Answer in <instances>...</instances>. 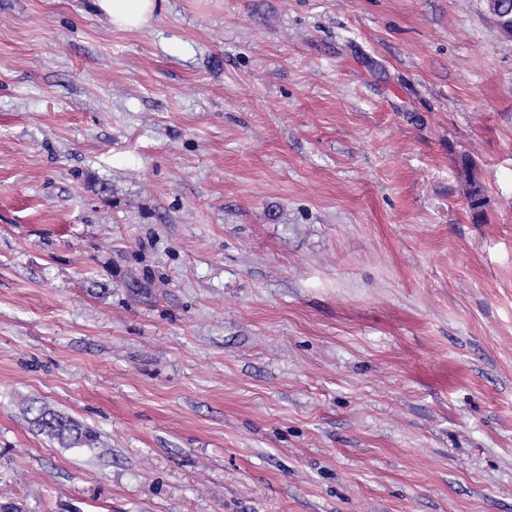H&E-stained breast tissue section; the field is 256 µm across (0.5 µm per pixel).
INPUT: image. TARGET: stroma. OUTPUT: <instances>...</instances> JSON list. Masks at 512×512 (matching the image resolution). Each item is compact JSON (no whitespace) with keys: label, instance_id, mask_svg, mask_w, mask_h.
Here are the masks:
<instances>
[{"label":"stroma","instance_id":"obj_1","mask_svg":"<svg viewBox=\"0 0 512 512\" xmlns=\"http://www.w3.org/2000/svg\"><path fill=\"white\" fill-rule=\"evenodd\" d=\"M0 512H512L487 0H0ZM97 3L112 26L118 28L148 25L159 4L157 0H97ZM30 423L42 434L65 448H98L99 437L90 427L47 406L31 404Z\"/></svg>","mask_w":512,"mask_h":512}]
</instances>
